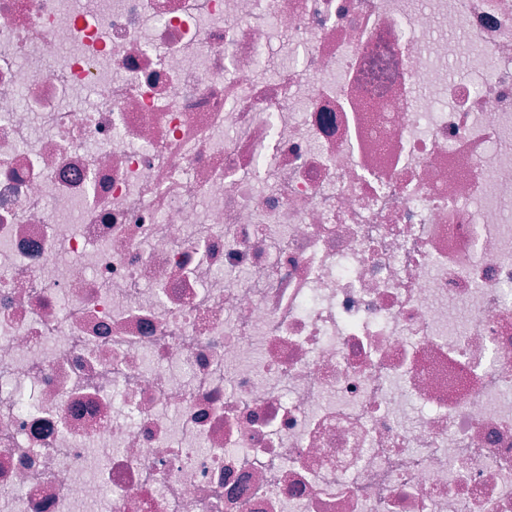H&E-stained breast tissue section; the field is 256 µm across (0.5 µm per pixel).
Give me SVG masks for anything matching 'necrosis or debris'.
<instances>
[{"label": "necrosis or debris", "instance_id": "1", "mask_svg": "<svg viewBox=\"0 0 512 512\" xmlns=\"http://www.w3.org/2000/svg\"><path fill=\"white\" fill-rule=\"evenodd\" d=\"M0 512H512V0H0Z\"/></svg>", "mask_w": 512, "mask_h": 512}]
</instances>
